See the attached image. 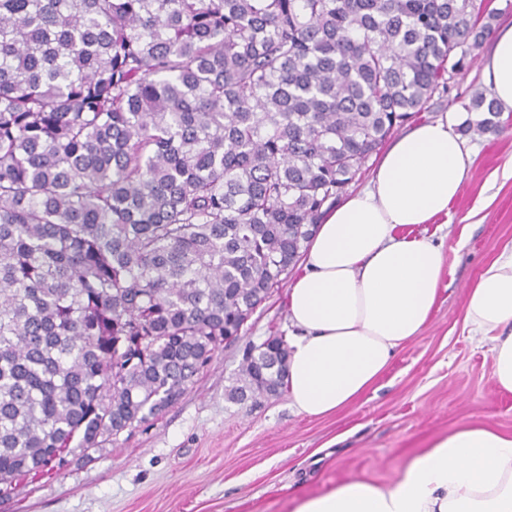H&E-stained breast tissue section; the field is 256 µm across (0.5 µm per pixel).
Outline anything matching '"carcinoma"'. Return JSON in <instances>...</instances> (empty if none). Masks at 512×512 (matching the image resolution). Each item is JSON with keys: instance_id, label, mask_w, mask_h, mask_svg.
I'll return each instance as SVG.
<instances>
[{"instance_id": "1", "label": "carcinoma", "mask_w": 512, "mask_h": 512, "mask_svg": "<svg viewBox=\"0 0 512 512\" xmlns=\"http://www.w3.org/2000/svg\"><path fill=\"white\" fill-rule=\"evenodd\" d=\"M490 4L0 0V485L176 403ZM288 351L266 338L226 399L282 393Z\"/></svg>"}]
</instances>
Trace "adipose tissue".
<instances>
[{"label":"adipose tissue","mask_w":512,"mask_h":512,"mask_svg":"<svg viewBox=\"0 0 512 512\" xmlns=\"http://www.w3.org/2000/svg\"><path fill=\"white\" fill-rule=\"evenodd\" d=\"M483 76L512 109V27L496 34ZM463 119L448 112L411 127L381 155L369 186L328 211L310 239L288 293L287 385L299 412L352 405L430 321L443 252L407 230L448 215L469 179ZM464 327L490 342L492 378L512 392V242L469 289ZM294 512H512V436L459 427L414 454L394 484L349 480L302 498Z\"/></svg>","instance_id":"ef3b65f1"}]
</instances>
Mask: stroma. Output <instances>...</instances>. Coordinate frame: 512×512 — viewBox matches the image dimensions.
<instances>
[{"label":"stroma","mask_w":512,"mask_h":512,"mask_svg":"<svg viewBox=\"0 0 512 512\" xmlns=\"http://www.w3.org/2000/svg\"><path fill=\"white\" fill-rule=\"evenodd\" d=\"M492 46L488 39L474 49L450 92L435 93L414 123L463 111L471 90L486 87L483 63ZM465 141L475 161L447 223L412 230L442 246L434 314L353 405L311 417L285 392L256 403L226 400L244 348L290 333L284 286L177 403L89 457L70 453L63 465L19 479L0 497V512H292L300 498L350 479L393 483L413 454L458 426L512 435V393L495 385L488 346L464 328L469 287L512 241V178L491 177L512 167V125Z\"/></svg>","instance_id":"obj_1"}]
</instances>
